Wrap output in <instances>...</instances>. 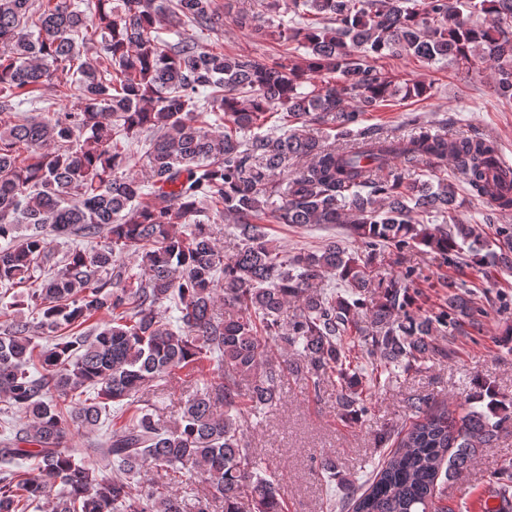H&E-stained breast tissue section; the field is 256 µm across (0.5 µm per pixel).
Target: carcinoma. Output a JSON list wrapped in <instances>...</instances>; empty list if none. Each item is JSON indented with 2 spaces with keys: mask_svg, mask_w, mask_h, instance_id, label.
Segmentation results:
<instances>
[{
  "mask_svg": "<svg viewBox=\"0 0 512 512\" xmlns=\"http://www.w3.org/2000/svg\"><path fill=\"white\" fill-rule=\"evenodd\" d=\"M292 2L296 16L322 14L334 26L278 31L306 49L301 61L285 63L160 38L161 21L178 36L189 25L217 33L228 0L222 9L217 0H93L89 14L76 0H0V288L31 285L0 307V512L44 503L48 512H213L215 502L222 512H284L280 484L262 474L245 441V417L276 406L285 376L296 373L316 395L336 387L340 420L357 424L370 406L356 343L384 360L370 372L375 384L437 352L432 321L410 311L413 270L373 284L377 251L421 244L457 264L465 251L481 261L487 250L512 269L511 226L491 241L467 222L428 227L424 217L456 211L455 186L393 166L398 158L430 168L452 162L467 174L470 195L497 198L483 215L496 224L512 196L496 197L488 178L499 152L491 137L450 138L417 115L406 136L360 127L365 112L397 93L427 91L376 67L384 55L462 67L490 60L495 95L511 101L512 0ZM274 9L267 0L264 12H238L232 21L263 36L265 12ZM452 12L465 17L451 22ZM87 44L99 46L97 57L82 58ZM313 75L320 83L301 91ZM48 83L77 104L27 117V90ZM278 112L283 133L262 132ZM311 125L335 135L311 134ZM136 145L146 182L129 171ZM265 221L345 224L368 258L334 242L289 256L267 238ZM222 223L238 238L230 255L214 238L213 225ZM72 237L90 247L57 258L52 242ZM126 253L139 272L127 270ZM328 272L344 292L319 286ZM374 286L365 328L358 310ZM448 287L438 324L451 331L465 319L480 331L485 307L457 291L460 284ZM24 307L50 332L110 320L42 345ZM162 308L178 312L175 323L163 320ZM270 337L300 362L268 358ZM213 358L221 381L197 388L174 426L139 406L154 383L188 378ZM477 388L461 412L414 398V419L378 435L388 454L330 510L452 512L443 485L512 425V400L490 382ZM486 399L487 410L477 409ZM128 412L95 447L64 446L70 426L95 432L102 417ZM27 462L38 475L28 477ZM111 465L156 477L114 478ZM183 472L201 476L208 493L189 503L166 490ZM316 472L331 485L335 462L320 457Z\"/></svg>",
  "mask_w": 512,
  "mask_h": 512,
  "instance_id": "carcinoma-1",
  "label": "carcinoma"
}]
</instances>
